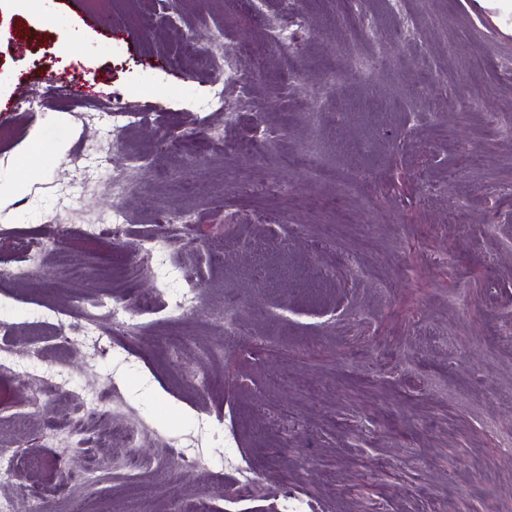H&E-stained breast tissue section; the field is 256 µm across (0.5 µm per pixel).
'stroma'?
<instances>
[{"label": "stroma", "instance_id": "obj_1", "mask_svg": "<svg viewBox=\"0 0 512 512\" xmlns=\"http://www.w3.org/2000/svg\"><path fill=\"white\" fill-rule=\"evenodd\" d=\"M83 39L61 53L37 0H0V268L47 248L28 280L0 278V456L27 473L0 484L16 512H180L203 495L221 512H512V34L475 0H405L406 39L351 29L347 0H52ZM305 16L287 56L272 29ZM142 32L132 44L127 32ZM246 101L212 111L223 48ZM100 83L101 108L59 96L47 74ZM140 119L114 150L107 103ZM40 136L24 168L12 161ZM316 146L332 180L288 166ZM145 165L112 193L121 157ZM121 207V240L82 234ZM188 223L160 234L164 213ZM157 239L151 269L130 257ZM201 290L185 318L136 309L138 295ZM123 301L138 337L57 336L87 298ZM239 334L224 341L217 311ZM186 342L172 358L168 338ZM60 372V403L38 379ZM207 378L197 389L196 374ZM119 405L142 428V464L89 408ZM195 442L187 469L155 470ZM260 478L237 499L234 466ZM193 463V457L189 448H183L178 444H170L164 448V452L156 459V465L160 468L176 466L184 468Z\"/></svg>", "mask_w": 512, "mask_h": 512}]
</instances>
